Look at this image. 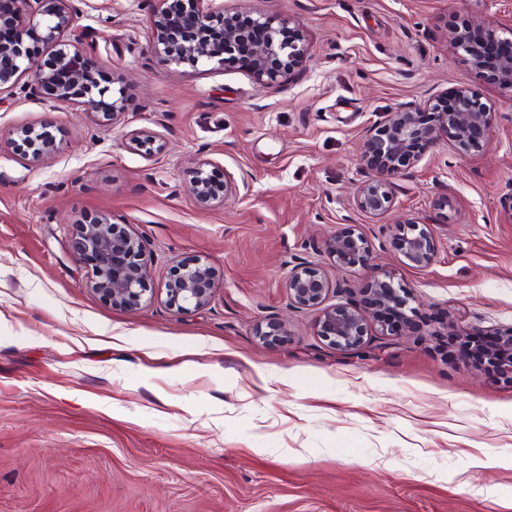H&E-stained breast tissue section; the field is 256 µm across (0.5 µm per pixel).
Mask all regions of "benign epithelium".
<instances>
[{
  "instance_id": "benign-epithelium-1",
  "label": "benign epithelium",
  "mask_w": 512,
  "mask_h": 512,
  "mask_svg": "<svg viewBox=\"0 0 512 512\" xmlns=\"http://www.w3.org/2000/svg\"><path fill=\"white\" fill-rule=\"evenodd\" d=\"M161 7L154 14L156 35L154 50L175 64L190 62L193 66L217 63L233 67L230 50L239 46L248 53L244 61L254 81L267 87L287 72L303 65L310 54L304 35L290 39L280 37L263 14L248 16L250 27L230 23L220 8H205L206 0H158ZM79 10L74 0H9L6 11H0V88L26 86L20 84L29 75L34 86L49 92L54 103L81 107L96 126L117 122L122 98L114 97L111 87L101 84L94 74L77 67L82 60L78 44L65 39L77 26ZM263 30L264 37L251 41L250 28ZM455 50L466 53L472 64L486 69L502 86L512 90V38L501 39L500 55L487 60L483 50L468 43L460 34L451 37ZM52 47L51 54L38 57V45ZM455 106L440 113L437 126L419 121L420 109L404 105L370 132L365 140L367 173L354 197L355 207L372 217L384 214L392 204L393 180L403 176V168L413 160L411 145L431 144L442 129L455 130L456 149L460 153L482 147L481 139L490 126L492 113L482 102L481 93L472 87L454 90ZM12 149L39 162L57 150L53 137L46 131L26 129L8 141ZM197 203L211 207L239 192L238 183L224 179V194L213 182L211 174L199 166L190 181ZM395 246L415 267L425 268L434 260L436 244L423 230L395 235ZM325 251L338 264L367 260V237L347 229L324 242ZM74 248L81 259L92 267L91 288L114 307L137 310L146 293V261L143 242L134 234L117 229L105 221L81 225ZM332 282L318 268L299 264L286 279L288 301L296 309L321 310L319 335L339 348H355L367 335L365 317L349 307H326L324 302ZM374 294L379 306L397 310L405 305L396 288L388 281L375 280ZM166 296L176 312L196 311L209 305L213 296L212 272L209 266L182 265L174 270L166 283Z\"/></svg>"
}]
</instances>
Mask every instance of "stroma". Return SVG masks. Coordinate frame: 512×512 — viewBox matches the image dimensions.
<instances>
[{
    "label": "stroma",
    "instance_id": "35a3bbf8",
    "mask_svg": "<svg viewBox=\"0 0 512 512\" xmlns=\"http://www.w3.org/2000/svg\"><path fill=\"white\" fill-rule=\"evenodd\" d=\"M75 4L68 38L123 115L96 127L44 91L0 90V136L43 127L58 146L39 162L0 148V512H512V377L462 349L512 328V91L450 45L470 21L507 33L512 0H223L310 44L266 88L158 54L157 0ZM461 85L493 114L482 148L441 133L384 215L357 210L367 132ZM142 130L156 153L130 145ZM202 163L248 190L200 207ZM93 219L145 245L138 310L89 286L72 244ZM409 223L436 241L427 268L394 246ZM352 225L369 256L336 264L323 243ZM198 261L213 298L175 312L165 285ZM301 262L332 281L327 305L366 313L361 347L289 306ZM377 277L407 299L388 335Z\"/></svg>",
    "mask_w": 512,
    "mask_h": 512
}]
</instances>
